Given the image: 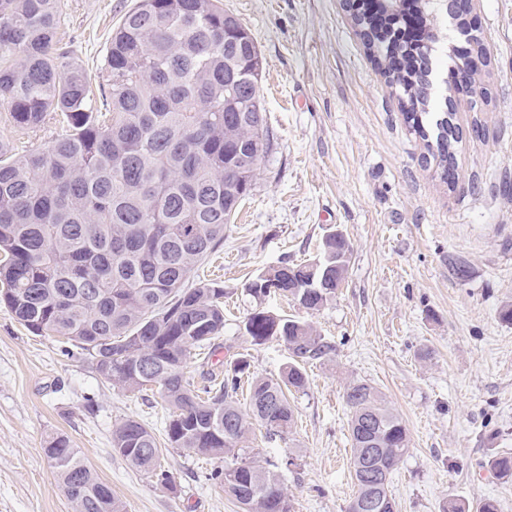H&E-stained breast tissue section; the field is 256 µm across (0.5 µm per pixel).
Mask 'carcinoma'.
<instances>
[{
    "label": "carcinoma",
    "instance_id": "cac0c4a2",
    "mask_svg": "<svg viewBox=\"0 0 512 512\" xmlns=\"http://www.w3.org/2000/svg\"><path fill=\"white\" fill-rule=\"evenodd\" d=\"M424 28L443 24L445 6L403 0ZM367 48L406 107L404 120L440 178L455 160L457 113L436 111L424 78L426 54L398 36L399 17L363 13ZM61 0H0V108L23 129L55 120L66 134L19 159L0 142V303L36 336L57 337L91 357L95 370L128 392L152 390L167 404L170 447L224 460L211 474L241 512H290L277 468L257 465L244 444L255 429L283 436L294 424L290 397L303 393L300 363L332 345L313 326L264 306L275 292L307 311L336 296L351 245L332 230L310 262H283L246 284L254 306L244 333L255 345L277 339L290 361L278 376H254L246 404L236 394L244 356L203 385L186 372L216 353L224 334V287L187 285L224 241V229L255 184L269 134L258 81L260 54L248 29L221 0H136L112 30L106 80L92 96L86 71L68 62L58 32ZM475 90L467 107L488 103L471 74L450 72ZM350 409L357 490L348 512H395L388 484L409 450L405 424L364 382L344 393ZM128 463L171 486L163 448L143 422L112 428ZM74 512H126L109 485L64 435L44 448ZM490 469L512 477V457Z\"/></svg>",
    "mask_w": 512,
    "mask_h": 512
}]
</instances>
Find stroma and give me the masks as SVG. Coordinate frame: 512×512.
I'll return each instance as SVG.
<instances>
[{
    "label": "stroma",
    "mask_w": 512,
    "mask_h": 512,
    "mask_svg": "<svg viewBox=\"0 0 512 512\" xmlns=\"http://www.w3.org/2000/svg\"><path fill=\"white\" fill-rule=\"evenodd\" d=\"M135 0H67L61 37L93 82L105 73L109 33ZM249 30L262 59L259 82L269 130L260 174L195 277L224 287L218 359L244 354L258 376L289 361L277 340L256 346L243 321L246 283L280 261L320 251L328 228L352 246L346 280L308 313L274 296L267 306L309 322L329 342L305 366L297 422L285 438L252 435L258 464L284 465L291 512H347L350 382L376 387L399 415L410 448L389 490L396 512H477L488 500L512 512V478L491 458L512 456V0H475L490 64V99L460 113L471 135L460 145V181L448 188L422 160L423 145L357 34L343 0H222ZM62 123L18 128L0 112V141L13 157L64 134ZM469 268L457 279L454 266ZM168 412L158 394L105 382L83 351L36 336L0 305V512H73L44 448L69 438L127 512H239L210 478L223 468L185 450L165 451L173 487L132 468L112 448V427L146 423L165 442ZM296 466H287L288 457Z\"/></svg>",
    "instance_id": "stroma-1"
}]
</instances>
